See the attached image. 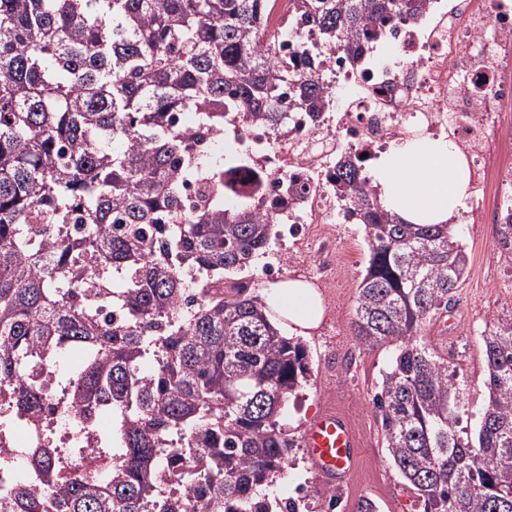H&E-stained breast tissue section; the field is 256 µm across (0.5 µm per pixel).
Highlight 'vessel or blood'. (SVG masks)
<instances>
[{
  "mask_svg": "<svg viewBox=\"0 0 512 512\" xmlns=\"http://www.w3.org/2000/svg\"><path fill=\"white\" fill-rule=\"evenodd\" d=\"M308 460L318 479L326 485L349 486L363 454L349 418L329 407L310 421L302 435Z\"/></svg>",
  "mask_w": 512,
  "mask_h": 512,
  "instance_id": "vessel-or-blood-1",
  "label": "vessel or blood"
}]
</instances>
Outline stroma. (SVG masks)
Here are the masks:
<instances>
[{"label":"stroma","mask_w":512,"mask_h":512,"mask_svg":"<svg viewBox=\"0 0 512 512\" xmlns=\"http://www.w3.org/2000/svg\"><path fill=\"white\" fill-rule=\"evenodd\" d=\"M458 229L469 255L466 277L456 292L454 308L440 311L422 335L456 366L458 396L473 429L487 395L481 333L494 320L512 316V259L499 248L491 225L462 221ZM338 231L354 238L358 261L333 286L321 291L325 314L306 337L312 376L308 385L288 397V430L301 436L304 425L320 409L344 410L363 444L364 456L350 485L339 491L336 512H351L353 502L362 496L380 503V512H423L422 502L405 485L382 446L373 408L376 382L391 361L392 349L362 347L350 329L357 285L368 259L364 233L356 224L339 225Z\"/></svg>","instance_id":"obj_1"}]
</instances>
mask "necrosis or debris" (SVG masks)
<instances>
[{"label":"necrosis or debris","instance_id":"necrosis-or-debris-1","mask_svg":"<svg viewBox=\"0 0 512 512\" xmlns=\"http://www.w3.org/2000/svg\"><path fill=\"white\" fill-rule=\"evenodd\" d=\"M384 42L404 65L386 59ZM314 72L324 103L317 115L292 108L273 128L230 112L222 138L203 134L209 147H224L225 203L337 239L316 250L305 276L328 286L357 262L349 238L336 234L337 162L376 160L408 129H451L472 175L465 221L512 214V0H426L421 19L384 29L381 40L318 49ZM49 445L39 418L17 417L8 443L17 463L0 471V489L28 479L24 460Z\"/></svg>","mask_w":512,"mask_h":512}]
</instances>
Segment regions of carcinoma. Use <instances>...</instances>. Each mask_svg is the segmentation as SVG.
Wrapping results in <instances>:
<instances>
[{
	"instance_id": "carcinoma-1",
	"label": "carcinoma",
	"mask_w": 512,
	"mask_h": 512,
	"mask_svg": "<svg viewBox=\"0 0 512 512\" xmlns=\"http://www.w3.org/2000/svg\"><path fill=\"white\" fill-rule=\"evenodd\" d=\"M319 45L376 37L425 0H289ZM271 0H0V397L8 416L48 418L33 487L0 491V512H296L276 490L292 449L288 396L309 348L242 285L278 225L224 208V159L173 113L224 126V110L276 123L319 112L306 78L316 49L281 67L258 45ZM293 90L292 103L283 90ZM200 185L194 210L182 201ZM336 181L368 247L352 329L395 344L374 398L382 444L423 512H512V318L483 334L487 401L462 426L457 371L421 338L452 305L469 262L450 224H410L346 162ZM512 255V221L493 225ZM87 355L63 409L117 413L91 452L46 395L57 354Z\"/></svg>"
}]
</instances>
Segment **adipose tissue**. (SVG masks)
Listing matches in <instances>:
<instances>
[{
	"mask_svg": "<svg viewBox=\"0 0 512 512\" xmlns=\"http://www.w3.org/2000/svg\"><path fill=\"white\" fill-rule=\"evenodd\" d=\"M384 205L415 224H445L466 210L470 170L452 139L407 135L373 169ZM264 300L288 332L317 327L325 308L316 288L300 280L270 283Z\"/></svg>",
	"mask_w": 512,
	"mask_h": 512,
	"instance_id": "adipose-tissue-1",
	"label": "adipose tissue"
}]
</instances>
